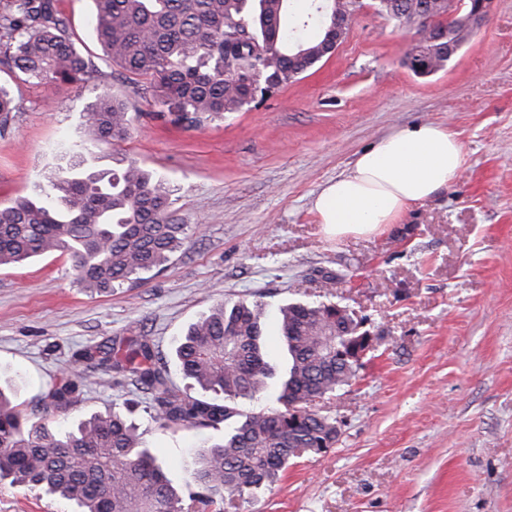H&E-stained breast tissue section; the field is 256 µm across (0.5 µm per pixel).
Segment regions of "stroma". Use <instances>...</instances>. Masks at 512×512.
Listing matches in <instances>:
<instances>
[{"mask_svg": "<svg viewBox=\"0 0 512 512\" xmlns=\"http://www.w3.org/2000/svg\"><path fill=\"white\" fill-rule=\"evenodd\" d=\"M362 2L333 56L191 128L158 116L149 78L104 53L92 0H57L90 72L76 89L0 64L16 104L0 135V202L35 196L70 160L100 170L126 156L164 179L188 237L163 270L104 295L77 284L56 253L0 267V377L31 411L63 370L89 376L60 426L120 408L184 491L195 444L215 430L158 427L149 395L97 385L101 370L75 353L145 336L168 357L218 302L258 303L276 374L257 398L238 400L254 412L275 406L287 366L280 307L331 302L372 338L355 380L324 404L339 440L291 460L232 512H512V0H493L469 41L428 76L407 64L416 29L379 14L377 0ZM104 92L133 119L113 147L86 134L85 109ZM421 122L457 135L459 177L375 235L325 237L312 205L326 183L390 132ZM72 509L0 483V512Z\"/></svg>", "mask_w": 512, "mask_h": 512, "instance_id": "obj_1", "label": "stroma"}]
</instances>
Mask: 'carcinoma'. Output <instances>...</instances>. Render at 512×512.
Segmentation results:
<instances>
[{
	"label": "carcinoma",
	"instance_id": "obj_1",
	"mask_svg": "<svg viewBox=\"0 0 512 512\" xmlns=\"http://www.w3.org/2000/svg\"><path fill=\"white\" fill-rule=\"evenodd\" d=\"M290 0H93L97 39L112 62L152 79L156 101L177 121L199 127L238 111L264 82L282 85L328 56L331 11L314 5L301 21L317 20L315 38L293 41L285 18ZM380 11L398 25L417 0H379ZM430 8L450 20L447 37L458 44L472 30L448 0ZM421 52L437 71L448 57L437 42ZM0 54L39 83L78 87L89 63L76 50L56 0H6L0 6ZM16 104L0 85V134ZM91 141L127 139L132 118L126 103L108 93L87 110ZM110 170L87 173L81 163L61 168L35 199L0 205V266L20 265L58 252L72 261L76 282L110 292L159 270L183 243L187 225L175 223L170 192L136 162L121 157ZM262 308L219 302L191 324L175 356L185 389L172 385L166 362L145 336L122 337L87 348L77 359L97 364L115 384H131L152 397L160 427L224 429L218 442L202 439L192 451L197 490L179 492L146 446L138 428L116 408L53 429L49 420L72 405L85 378L62 374L38 422L0 386V481L39 488L75 505L74 512H207L274 483L291 459L335 447L336 418L317 403L351 385L358 363L336 358L364 343L350 314L336 317L333 303H290L279 309L282 338L291 364L277 406L242 413L236 399H253L272 367L262 340ZM199 387L195 397L190 389Z\"/></svg>",
	"mask_w": 512,
	"mask_h": 512
}]
</instances>
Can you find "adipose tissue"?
<instances>
[{
  "instance_id": "1",
  "label": "adipose tissue",
  "mask_w": 512,
  "mask_h": 512,
  "mask_svg": "<svg viewBox=\"0 0 512 512\" xmlns=\"http://www.w3.org/2000/svg\"><path fill=\"white\" fill-rule=\"evenodd\" d=\"M463 166V148L447 127L399 129L359 154L329 181L313 211L329 236H369L397 223L407 208L448 187Z\"/></svg>"
}]
</instances>
